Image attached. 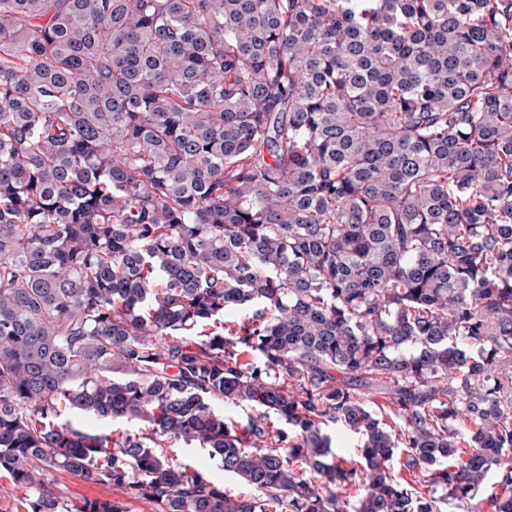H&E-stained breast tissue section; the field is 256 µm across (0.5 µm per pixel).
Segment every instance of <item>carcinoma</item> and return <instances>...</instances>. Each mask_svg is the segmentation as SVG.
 Returning <instances> with one entry per match:
<instances>
[{
    "label": "carcinoma",
    "instance_id": "obj_1",
    "mask_svg": "<svg viewBox=\"0 0 512 512\" xmlns=\"http://www.w3.org/2000/svg\"><path fill=\"white\" fill-rule=\"evenodd\" d=\"M57 473L512 512V0H0V478L129 512ZM168 445L170 446L168 454L177 459V461L195 467L210 468L214 478L224 485V490L228 493L234 495L247 490L237 477L224 474V471L216 469L212 465L205 448H199L195 444L187 445L183 441H172ZM56 481L58 483L59 492L67 498L101 500L122 499L124 501L126 499L120 490L108 486L96 485L70 475L57 474Z\"/></svg>",
    "mask_w": 512,
    "mask_h": 512
}]
</instances>
